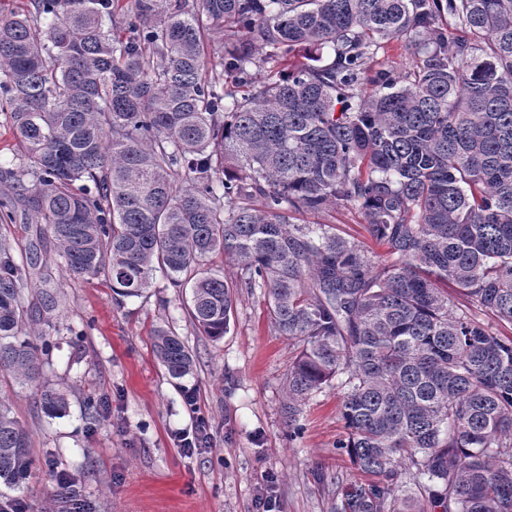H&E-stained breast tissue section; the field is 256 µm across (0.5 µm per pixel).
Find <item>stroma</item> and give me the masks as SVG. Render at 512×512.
Returning <instances> with one entry per match:
<instances>
[{
  "mask_svg": "<svg viewBox=\"0 0 512 512\" xmlns=\"http://www.w3.org/2000/svg\"><path fill=\"white\" fill-rule=\"evenodd\" d=\"M16 203L0 237L26 257L32 281L46 277L63 300L51 365L42 384L26 388L0 378V401L29 431L34 462L25 492L0 484V512L21 502L26 512H71L54 500L56 475H72L86 512H257L256 493L272 484L276 512H334L358 471L338 450L345 429L336 386L302 405L292 435L280 414L298 340L271 326L261 292H239L228 332L218 341L191 323L187 299L155 272L139 297L117 299L107 274L68 275L42 225ZM297 223H327L360 243L373 262L387 249L369 238L361 215L340 208L294 215ZM179 336L195 359L191 374L172 378L158 361L157 331ZM68 395L66 413L39 405L43 386ZM193 390L195 406L183 399ZM102 402L86 419V399ZM207 421L210 448L189 455L180 441L197 416Z\"/></svg>",
  "mask_w": 512,
  "mask_h": 512,
  "instance_id": "35a3bbf8",
  "label": "stroma"
}]
</instances>
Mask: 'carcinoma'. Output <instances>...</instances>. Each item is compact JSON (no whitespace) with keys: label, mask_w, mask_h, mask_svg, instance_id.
I'll return each instance as SVG.
<instances>
[{"label":"carcinoma","mask_w":512,"mask_h":512,"mask_svg":"<svg viewBox=\"0 0 512 512\" xmlns=\"http://www.w3.org/2000/svg\"><path fill=\"white\" fill-rule=\"evenodd\" d=\"M121 27L125 0H33L0 15V112L21 137L34 219L66 272H106L139 297L162 269L192 323L228 332L236 293L260 290L274 329L302 343L282 413L342 376L356 469L338 512L393 509L399 468L443 512H512V0H181ZM459 35L448 41V20ZM238 37L213 61L204 38ZM419 57L372 71L381 41ZM271 48L256 60L257 45ZM298 49L308 51L299 59ZM271 63L277 78L251 68ZM221 66L241 88L207 77ZM356 208L393 260L377 267L334 224ZM238 261L235 284L205 269ZM59 306L0 239V373L40 380ZM173 378L193 355L155 336ZM42 408L67 409L46 388ZM31 437L0 402V482L23 489Z\"/></svg>","instance_id":"cac0c4a2"}]
</instances>
